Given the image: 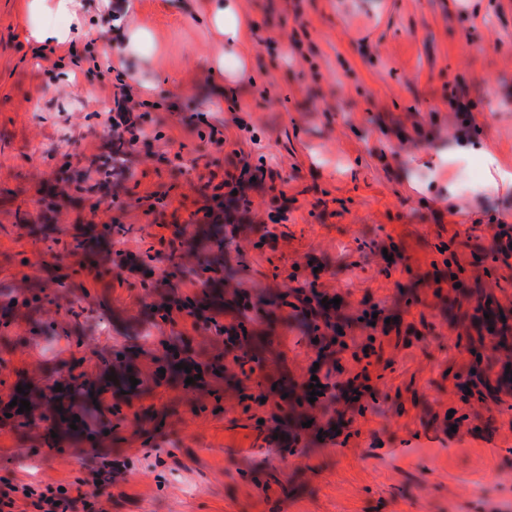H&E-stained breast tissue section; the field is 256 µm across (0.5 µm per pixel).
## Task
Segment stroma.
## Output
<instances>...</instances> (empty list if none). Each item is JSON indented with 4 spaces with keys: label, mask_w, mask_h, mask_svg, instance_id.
<instances>
[{
    "label": "stroma",
    "mask_w": 512,
    "mask_h": 512,
    "mask_svg": "<svg viewBox=\"0 0 512 512\" xmlns=\"http://www.w3.org/2000/svg\"><path fill=\"white\" fill-rule=\"evenodd\" d=\"M235 5L253 27L238 51L253 81L226 96L208 72L214 36L168 0H137L155 48L123 72L146 101L145 135L116 169L104 124L116 75L101 59L52 65L22 42L23 0H0V398L130 367L136 387L100 399L105 449L123 464L107 512H512V390L464 403L478 354L448 316L450 300L474 305L462 286L512 303V265L486 273L492 218L512 225V0ZM455 98L472 106L468 126ZM214 124L224 146L209 142ZM245 163L274 174L224 211L256 313L241 341L260 359L248 378L225 366L214 329L235 307L159 317L142 277L63 249L105 224L108 249L162 276L174 232L193 235ZM305 282L339 298L353 347L369 336L365 311L390 321L368 368L375 394L333 441L305 426L321 405L296 397L312 363L333 361L275 303ZM175 348L201 379L158 378ZM259 391L267 404L246 407ZM275 430L298 434L297 447L272 448ZM99 465L82 434L48 442L0 418V485L41 491Z\"/></svg>",
    "instance_id": "1"
}]
</instances>
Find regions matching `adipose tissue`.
<instances>
[{"instance_id": "ef3b65f1", "label": "adipose tissue", "mask_w": 512, "mask_h": 512, "mask_svg": "<svg viewBox=\"0 0 512 512\" xmlns=\"http://www.w3.org/2000/svg\"><path fill=\"white\" fill-rule=\"evenodd\" d=\"M172 9L190 16L191 20L223 39L224 51L213 60L212 74L226 83L237 85L247 80L248 63L238 57V45L247 37L246 24L239 18L234 0H208L205 9H196L192 0H170ZM77 0H24L26 24L23 39L34 51H42L57 43L79 44L87 55H101L112 68H121L125 59L143 58L153 43L151 33L132 22L133 4L122 0L119 12L113 13L110 32H103L77 13Z\"/></svg>"}]
</instances>
